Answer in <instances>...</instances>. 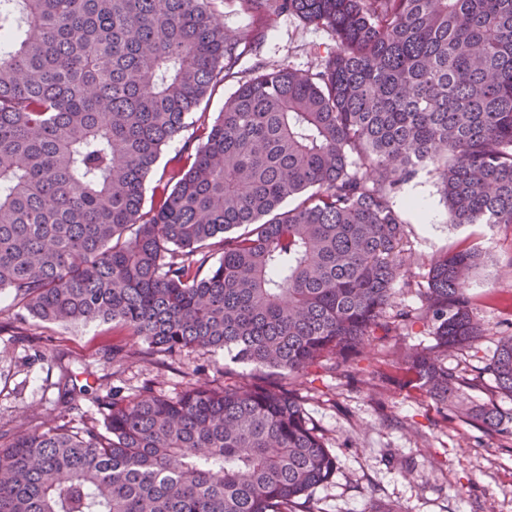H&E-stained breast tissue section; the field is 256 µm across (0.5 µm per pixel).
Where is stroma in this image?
Masks as SVG:
<instances>
[{"label":"stroma","mask_w":512,"mask_h":512,"mask_svg":"<svg viewBox=\"0 0 512 512\" xmlns=\"http://www.w3.org/2000/svg\"><path fill=\"white\" fill-rule=\"evenodd\" d=\"M329 32L297 18L276 17L261 52L267 65L308 68L311 50L328 54ZM406 220L413 285L397 288L396 302L419 307L425 274L439 254L480 243L484 265L469 282V294L484 334L472 347L455 351L450 366L471 378L468 406L498 400L490 380H478L500 338L512 330V229L449 226L436 174L419 171L396 199ZM10 294L0 295V427L9 432L44 430L58 423L64 372L94 384L99 394L139 395L145 383L175 396L188 384L222 386L250 379V367L230 363L223 352L150 353L147 343L124 327L96 321L73 328L22 321ZM429 327L415 324L388 341L369 338L352 377L336 378L315 366L292 380L326 446L336 457L333 478L316 488L310 512H512V439L488 436L429 397L396 382L400 351L426 347ZM122 348L113 365L103 351Z\"/></svg>","instance_id":"stroma-1"}]
</instances>
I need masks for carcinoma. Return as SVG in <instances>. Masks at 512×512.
I'll return each instance as SVG.
<instances>
[{"instance_id":"obj_1","label":"carcinoma","mask_w":512,"mask_h":512,"mask_svg":"<svg viewBox=\"0 0 512 512\" xmlns=\"http://www.w3.org/2000/svg\"><path fill=\"white\" fill-rule=\"evenodd\" d=\"M215 2L0 0V292L35 325L112 321L153 351L290 379L324 361L345 375L369 337L422 322L434 344L403 355L404 383L512 436L497 403L456 400L445 362L481 336L482 251L439 255L421 306L394 305L411 277L394 197L418 171L448 223L512 226V0H242L258 24L239 34ZM281 14L336 48L255 66L144 210L163 150ZM485 372L512 400V334ZM74 405L0 432V512H291L336 471L276 381L146 385L78 426Z\"/></svg>"}]
</instances>
